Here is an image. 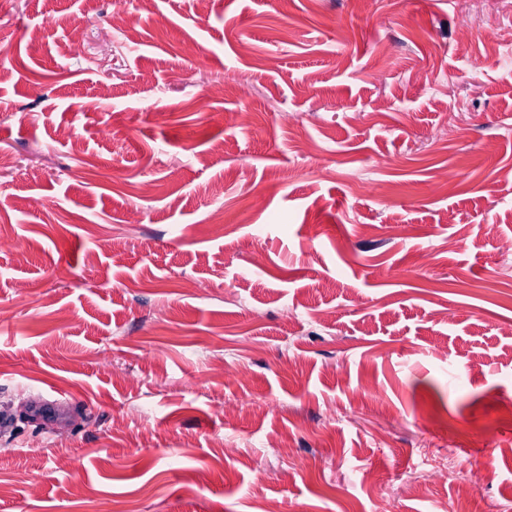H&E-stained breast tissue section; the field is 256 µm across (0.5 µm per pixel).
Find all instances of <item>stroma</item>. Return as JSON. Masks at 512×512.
Segmentation results:
<instances>
[{
    "mask_svg": "<svg viewBox=\"0 0 512 512\" xmlns=\"http://www.w3.org/2000/svg\"><path fill=\"white\" fill-rule=\"evenodd\" d=\"M510 25L0 0V512H512Z\"/></svg>",
    "mask_w": 512,
    "mask_h": 512,
    "instance_id": "35a3bbf8",
    "label": "stroma"
}]
</instances>
